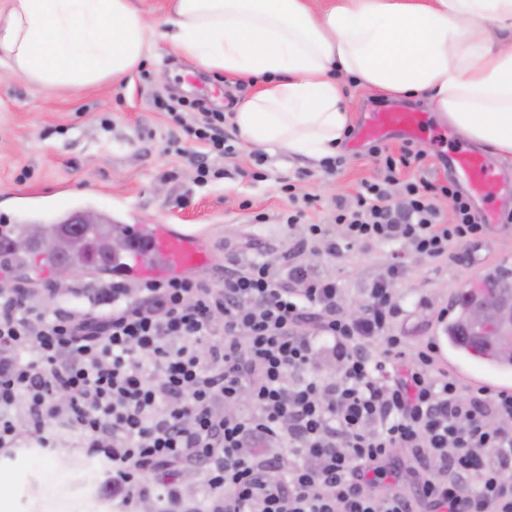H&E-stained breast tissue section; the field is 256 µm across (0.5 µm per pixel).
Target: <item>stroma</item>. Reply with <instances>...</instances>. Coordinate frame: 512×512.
Listing matches in <instances>:
<instances>
[{
  "label": "stroma",
  "mask_w": 512,
  "mask_h": 512,
  "mask_svg": "<svg viewBox=\"0 0 512 512\" xmlns=\"http://www.w3.org/2000/svg\"><path fill=\"white\" fill-rule=\"evenodd\" d=\"M257 88L254 80L210 73L163 52L121 81L80 91L45 88L0 70V224H56L85 211L102 224L119 219L190 229L212 253L211 263L191 276L210 283L220 282L225 266L256 256L277 266L304 226L278 223L290 207L282 182L292 183L296 195L318 196L304 224L328 223L335 198L354 199L363 181L382 179L383 155L405 143L398 134L375 145L358 136L369 113L390 108L427 117L413 137L425 155L390 185L393 200L401 201L403 183L412 179L442 183L451 176L460 189L470 188L466 175L449 164L456 152L473 150V143L425 103L393 99L354 82L345 88L352 135L336 158L271 156L245 146L230 126L232 154L211 157L220 177L198 183L192 156L204 145L183 132L193 122L191 101L201 98L209 110L229 113ZM163 99L180 102L179 111L161 108ZM259 213L268 214V223H254ZM291 254L292 263L335 277L348 310L365 302L370 283L387 276L391 264L390 249L382 245L344 246L333 256L318 248ZM402 265L395 286L403 312L393 332L413 349L433 338L439 311L451 321L459 317L458 293L476 275L512 270V223L492 225L482 245H450L443 259L405 252ZM66 292L76 309L93 303L104 310L112 299L102 276L87 271L74 274ZM88 456L78 433L67 427L58 429L54 447L0 450V468L23 474L13 491L14 512H131L122 499L98 502L81 489ZM53 461L59 467L54 476L47 470ZM175 483L178 501L159 503L150 496L147 504H159L162 512H205L210 489L204 474L179 476Z\"/></svg>",
  "instance_id": "stroma-1"
}]
</instances>
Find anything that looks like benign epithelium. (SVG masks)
Returning <instances> with one entry per match:
<instances>
[{
	"label": "benign epithelium",
	"mask_w": 512,
	"mask_h": 512,
	"mask_svg": "<svg viewBox=\"0 0 512 512\" xmlns=\"http://www.w3.org/2000/svg\"><path fill=\"white\" fill-rule=\"evenodd\" d=\"M98 242L87 240L81 250L68 262L56 269V281L64 287L69 276L81 269L91 271L102 265ZM471 303L462 320L461 329L495 343L504 350L512 351V296L491 288L470 291Z\"/></svg>",
	"instance_id": "1"
}]
</instances>
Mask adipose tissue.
<instances>
[{
  "label": "adipose tissue",
  "instance_id": "1",
  "mask_svg": "<svg viewBox=\"0 0 512 512\" xmlns=\"http://www.w3.org/2000/svg\"><path fill=\"white\" fill-rule=\"evenodd\" d=\"M165 45L261 79L231 117L248 147L325 159L349 127L344 84L419 98L468 141L512 157V0H5L0 68L48 88L122 80Z\"/></svg>",
  "mask_w": 512,
  "mask_h": 512
}]
</instances>
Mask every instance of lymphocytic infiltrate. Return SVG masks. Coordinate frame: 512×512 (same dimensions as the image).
Listing matches in <instances>:
<instances>
[{
  "label": "lymphocytic infiltrate",
  "instance_id": "lymphocytic-infiltrate-1",
  "mask_svg": "<svg viewBox=\"0 0 512 512\" xmlns=\"http://www.w3.org/2000/svg\"><path fill=\"white\" fill-rule=\"evenodd\" d=\"M489 228L455 180L406 183L399 209L366 181L292 249L396 245L438 259ZM401 274L392 262L354 318L335 278L263 259L225 267L218 285L174 276L141 281L133 296L113 287L102 313L47 310L23 288H0V449L49 448L53 427L75 429L111 460L112 493L127 504L144 502L147 474L178 468L206 475L209 512H512V392L463 388L437 368L435 343L409 352L392 332ZM324 340L340 367L327 380L313 371ZM395 448L418 464L414 491L387 483L399 475Z\"/></svg>",
  "mask_w": 512,
  "mask_h": 512
}]
</instances>
